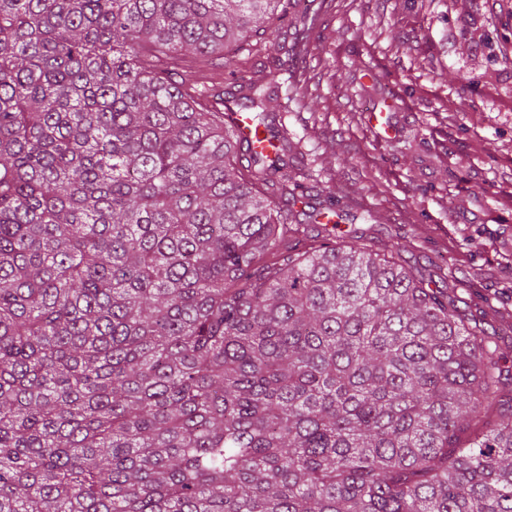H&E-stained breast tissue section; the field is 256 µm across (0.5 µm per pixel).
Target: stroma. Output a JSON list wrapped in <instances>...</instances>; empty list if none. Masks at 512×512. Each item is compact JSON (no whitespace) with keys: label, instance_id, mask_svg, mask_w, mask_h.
<instances>
[{"label":"stroma","instance_id":"obj_1","mask_svg":"<svg viewBox=\"0 0 512 512\" xmlns=\"http://www.w3.org/2000/svg\"><path fill=\"white\" fill-rule=\"evenodd\" d=\"M322 18L291 57L257 34L163 65L201 88L227 69L274 83L294 62L272 107L299 146L297 208L336 201L337 240L399 246L512 366V0H325Z\"/></svg>","mask_w":512,"mask_h":512}]
</instances>
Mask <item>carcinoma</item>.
I'll return each instance as SVG.
<instances>
[{
    "instance_id": "1",
    "label": "carcinoma",
    "mask_w": 512,
    "mask_h": 512,
    "mask_svg": "<svg viewBox=\"0 0 512 512\" xmlns=\"http://www.w3.org/2000/svg\"><path fill=\"white\" fill-rule=\"evenodd\" d=\"M280 5L0 0V512H512L496 343L396 247L284 246L281 86H240V169L224 97L143 59Z\"/></svg>"
}]
</instances>
